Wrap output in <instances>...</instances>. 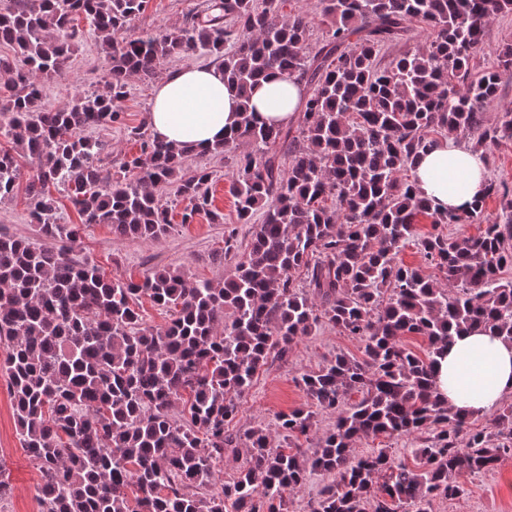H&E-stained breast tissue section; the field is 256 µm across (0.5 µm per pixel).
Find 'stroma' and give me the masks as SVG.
<instances>
[{"mask_svg":"<svg viewBox=\"0 0 512 512\" xmlns=\"http://www.w3.org/2000/svg\"><path fill=\"white\" fill-rule=\"evenodd\" d=\"M203 3L204 0H149L130 33L135 36L145 30L172 27L187 14L201 10ZM107 68L108 60L98 39L86 35L72 53L66 76L43 80L42 107L51 112L62 109L77 91L97 90ZM184 167L190 172L199 168L212 172L211 191L216 208L224 215L223 223L210 224L202 219L182 223L184 205L168 193L164 199L175 226L170 234L154 241L121 240L113 236L110 226L94 224L72 243L73 254L92 259L109 277L118 279L136 280L156 267L178 269L195 280L224 279L233 269L230 261L219 258L225 233L234 232L243 249L250 241L252 228L237 221L228 170L220 158L207 153L189 154ZM0 232L39 242L35 226L28 222L24 187H17L13 198L0 202ZM363 347L360 340L340 334L331 325H322L293 346L287 362H273L259 371L231 430L241 433L260 424L271 425L277 415L307 406L309 399L297 383L300 374L316 370L339 353L361 356ZM0 480L11 489L10 496L0 502V512H38L35 490L40 474L17 433L8 380L1 365ZM462 484L460 495L436 503L437 512H512V458H503L494 471L464 476Z\"/></svg>","mask_w":512,"mask_h":512,"instance_id":"stroma-1","label":"stroma"}]
</instances>
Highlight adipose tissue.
Masks as SVG:
<instances>
[{
	"mask_svg": "<svg viewBox=\"0 0 512 512\" xmlns=\"http://www.w3.org/2000/svg\"><path fill=\"white\" fill-rule=\"evenodd\" d=\"M305 93L303 85L274 73L255 87L251 105L259 121L285 126ZM239 104L220 68H182L158 81L147 120L157 139L196 153L223 140L237 120ZM413 175L433 208L462 210L484 193L486 159L450 135L415 159ZM436 386L454 410L493 411L512 392V344L479 332L455 337L438 359Z\"/></svg>",
	"mask_w": 512,
	"mask_h": 512,
	"instance_id": "adipose-tissue-1",
	"label": "adipose tissue"
}]
</instances>
